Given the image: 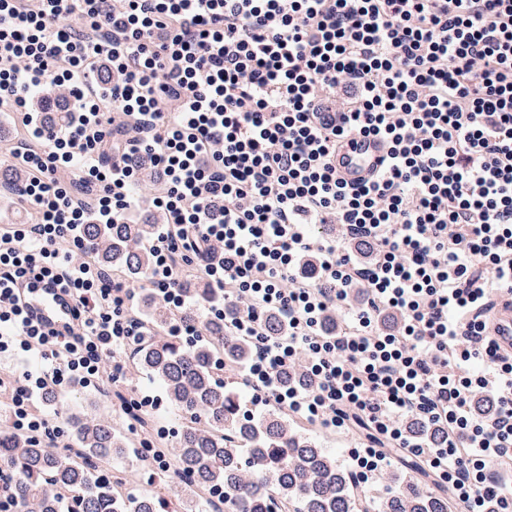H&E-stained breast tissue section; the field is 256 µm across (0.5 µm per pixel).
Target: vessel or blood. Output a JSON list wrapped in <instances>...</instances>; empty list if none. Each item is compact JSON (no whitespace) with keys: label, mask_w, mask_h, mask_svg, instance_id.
<instances>
[{"label":"vessel or blood","mask_w":512,"mask_h":512,"mask_svg":"<svg viewBox=\"0 0 512 512\" xmlns=\"http://www.w3.org/2000/svg\"><path fill=\"white\" fill-rule=\"evenodd\" d=\"M389 153L387 141L380 137L350 135L332 157L331 163L338 177L351 185L368 179ZM26 303L35 320L60 337L73 331L72 300L48 278L30 279ZM488 331L501 350L512 354V297L500 300L493 310Z\"/></svg>","instance_id":"obj_1"}]
</instances>
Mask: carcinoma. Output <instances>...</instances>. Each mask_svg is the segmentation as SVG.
<instances>
[{
	"mask_svg": "<svg viewBox=\"0 0 512 512\" xmlns=\"http://www.w3.org/2000/svg\"><path fill=\"white\" fill-rule=\"evenodd\" d=\"M152 224H89L86 246L105 265L120 266L134 282L144 280L153 263L137 242ZM199 305L211 289L198 280L184 284ZM143 309L154 326H164L169 312L150 296ZM205 338L187 345L175 338L149 337L134 367L162 385L172 407L189 424L174 451L173 478L195 493L204 512H371L373 486L363 487L336 464V456L308 437L311 426L280 411L260 421L245 414L238 372L252 357V345L230 334L225 321L202 319ZM224 359L225 382L215 377V361ZM73 447L45 448L15 435L0 423V468L15 479L19 512H161L172 504L168 494L130 497L119 481L103 478L112 461L124 455V442L112 425L97 420L70 424ZM224 491L218 505L211 491ZM382 512H448V490L435 482L394 473L385 478Z\"/></svg>",
	"mask_w": 512,
	"mask_h": 512,
	"instance_id": "carcinoma-1",
	"label": "carcinoma"
}]
</instances>
